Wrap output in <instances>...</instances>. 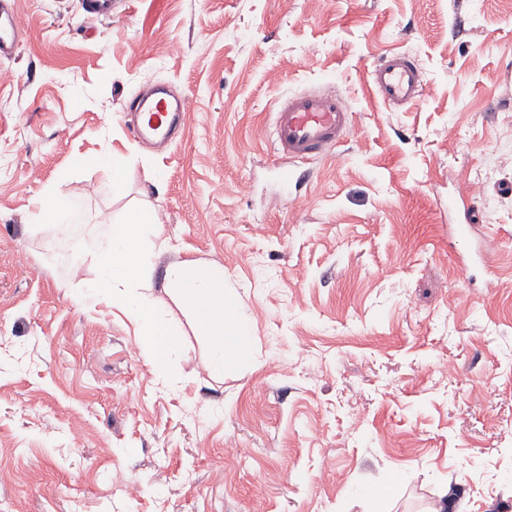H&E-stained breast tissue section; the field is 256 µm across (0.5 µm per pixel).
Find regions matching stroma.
<instances>
[{"mask_svg":"<svg viewBox=\"0 0 512 512\" xmlns=\"http://www.w3.org/2000/svg\"><path fill=\"white\" fill-rule=\"evenodd\" d=\"M17 0L0 58V512H512V7L506 0ZM422 100L368 89L391 49ZM166 81L191 103L155 151L124 114ZM341 94L348 139L297 207L271 168L288 93ZM116 152L126 191L74 157ZM52 190L87 222L66 259L34 219ZM474 198L466 240L449 201ZM132 208L165 242L152 292L175 382L136 322L81 305L92 256ZM480 249L486 268L458 259ZM224 276L253 323L235 372L166 290L169 264ZM22 34V22L16 0L0 1V57H9ZM369 90L389 110H400L420 101L425 84L418 58L393 51L380 58L369 75Z\"/></svg>","mask_w":512,"mask_h":512,"instance_id":"1","label":"stroma"}]
</instances>
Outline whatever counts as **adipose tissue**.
I'll list each match as a JSON object with an SVG mask.
<instances>
[{
	"mask_svg": "<svg viewBox=\"0 0 512 512\" xmlns=\"http://www.w3.org/2000/svg\"><path fill=\"white\" fill-rule=\"evenodd\" d=\"M110 234L109 246L95 255L97 275L86 284L79 300H105L131 316L139 327L143 353L159 375H166L170 358L180 346V335L151 294L160 237L155 216L146 209L128 211L112 224ZM165 280L171 296L191 311L197 333L210 337L212 374L237 369L240 348L251 337L252 326L225 288L223 276L181 262L166 267Z\"/></svg>",
	"mask_w": 512,
	"mask_h": 512,
	"instance_id": "1",
	"label": "adipose tissue"
}]
</instances>
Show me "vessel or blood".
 Instances as JSON below:
<instances>
[{
    "label": "vessel or blood",
    "instance_id": "1",
    "mask_svg": "<svg viewBox=\"0 0 512 512\" xmlns=\"http://www.w3.org/2000/svg\"><path fill=\"white\" fill-rule=\"evenodd\" d=\"M22 34L16 0H0V57L11 56ZM369 90L390 110L414 105L424 95L425 84L418 58L394 51L380 58L369 75ZM137 116L133 129L138 140L169 142L187 126V97L170 98L164 87L134 97L129 105ZM274 151L280 161L277 178L290 184L295 164L326 156L353 128V113L334 91L310 90L288 95L275 107Z\"/></svg>",
    "mask_w": 512,
    "mask_h": 512
}]
</instances>
